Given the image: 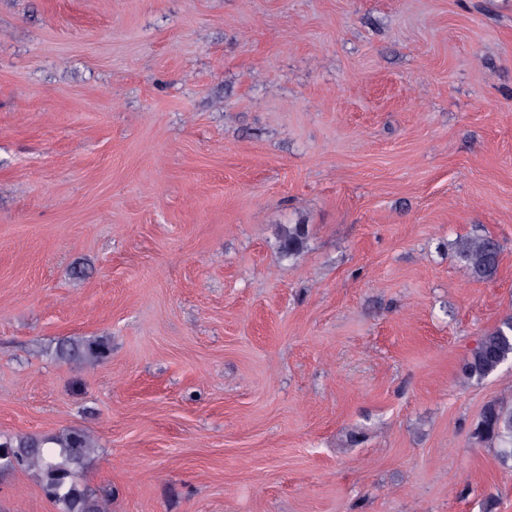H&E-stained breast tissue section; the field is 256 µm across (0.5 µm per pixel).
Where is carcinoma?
I'll list each match as a JSON object with an SVG mask.
<instances>
[{
    "label": "carcinoma",
    "instance_id": "cac0c4a2",
    "mask_svg": "<svg viewBox=\"0 0 512 512\" xmlns=\"http://www.w3.org/2000/svg\"><path fill=\"white\" fill-rule=\"evenodd\" d=\"M307 238V225L288 224L281 229L279 242L288 255L298 254ZM456 255L471 276L484 280L494 276L500 262L497 242L485 236L462 237L456 242ZM512 361V316L502 319L485 332L464 360V381H480ZM479 437L496 442L503 464L512 461V403H488L475 428ZM92 448L91 440L79 430L39 441L21 437L0 442V468L23 467L37 472L46 493L55 500L59 512H112V495L88 498L75 482V467Z\"/></svg>",
    "mask_w": 512,
    "mask_h": 512
}]
</instances>
